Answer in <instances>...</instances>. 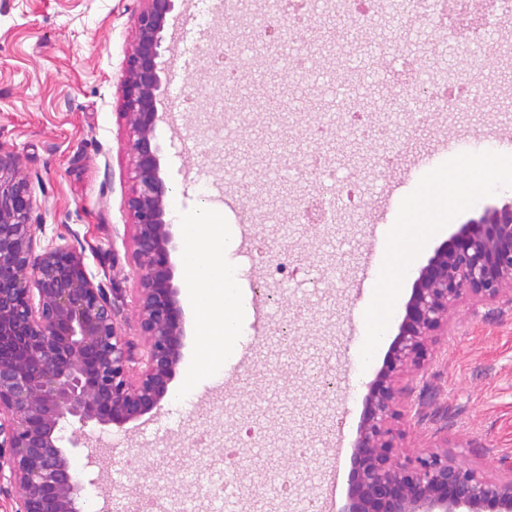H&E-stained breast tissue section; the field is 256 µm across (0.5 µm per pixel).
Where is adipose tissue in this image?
I'll return each mask as SVG.
<instances>
[{
  "label": "adipose tissue",
  "mask_w": 512,
  "mask_h": 512,
  "mask_svg": "<svg viewBox=\"0 0 512 512\" xmlns=\"http://www.w3.org/2000/svg\"><path fill=\"white\" fill-rule=\"evenodd\" d=\"M238 245V237L217 223L209 210H201L185 227L186 299L206 312L200 326L201 347L212 375L222 373L225 363L237 355L243 323L253 314L238 270L224 261Z\"/></svg>",
  "instance_id": "ef3b65f1"
}]
</instances>
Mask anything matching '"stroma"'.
<instances>
[{
    "instance_id": "stroma-1",
    "label": "stroma",
    "mask_w": 512,
    "mask_h": 512,
    "mask_svg": "<svg viewBox=\"0 0 512 512\" xmlns=\"http://www.w3.org/2000/svg\"><path fill=\"white\" fill-rule=\"evenodd\" d=\"M202 0H174L167 17L157 103L155 142L160 173L170 188L166 219L179 242L184 224L208 207L239 246L226 263L240 270L243 287L256 289L263 307L245 326L237 362L222 375L202 376L180 393L197 363L198 315L184 307L182 357L160 407L127 430L88 427L99 448L98 467L84 451L70 456L77 473L96 482L84 491V512H137L140 501L177 497L194 512L210 499L174 471L200 472L235 444L245 426L258 436L250 446L259 464L286 470L293 494L281 498L260 481H236L241 512H340L348 489L352 444L367 382L389 349L379 345L362 364L364 312L370 297L367 256L378 234L394 223L399 203L422 173L414 163L442 136L459 151L497 145L512 132V59L498 50L512 30L473 27L448 39L461 0H439L397 31L388 14L342 26L323 16L305 26L298 44L307 54V77L273 62L252 44L267 25V0H253L233 25L224 13L201 10ZM137 0H0V145L11 151L36 199L32 216L42 242L66 239L105 288L123 297L122 327L136 336L138 270L134 228L123 201L133 184L129 134L120 83L137 36ZM243 48L239 114L226 139L211 137L224 89L212 54ZM409 50L434 86H478L484 98L462 112H437L422 99L404 117L408 136L363 141L347 124L337 140L316 145L308 132L320 119L352 106L385 122L392 94L381 77L393 54ZM287 153L288 164L256 161L254 144ZM353 177L364 207L340 205L335 187L305 168L308 156ZM332 203L327 225L311 228L298 218L295 197ZM512 199V188L482 198L434 236L411 263L389 325L397 333L419 271L436 248L485 206ZM288 239L284 268L262 259L260 239ZM400 386L399 423L405 448L449 445L457 460L488 474L512 458V302L462 300L448 333L429 345L421 368ZM135 459L138 470L123 483L114 470Z\"/></svg>"
}]
</instances>
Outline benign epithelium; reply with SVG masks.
<instances>
[{
    "label": "benign epithelium",
    "instance_id": "benign-epithelium-1",
    "mask_svg": "<svg viewBox=\"0 0 512 512\" xmlns=\"http://www.w3.org/2000/svg\"><path fill=\"white\" fill-rule=\"evenodd\" d=\"M122 82L134 172L124 205L139 269L138 330L123 332L120 296L87 271L72 244H41L32 188L0 144V491L12 512H83L85 483L66 448L90 425L122 428L160 405L181 360L183 316L170 261L169 188L155 142L163 94L158 58L173 0H140ZM512 293V201L485 207L443 243L415 280L387 357L368 384L342 512H512V461L500 474L461 464L448 446L401 452L399 382L459 302ZM74 429L64 435V424Z\"/></svg>",
    "mask_w": 512,
    "mask_h": 512
}]
</instances>
